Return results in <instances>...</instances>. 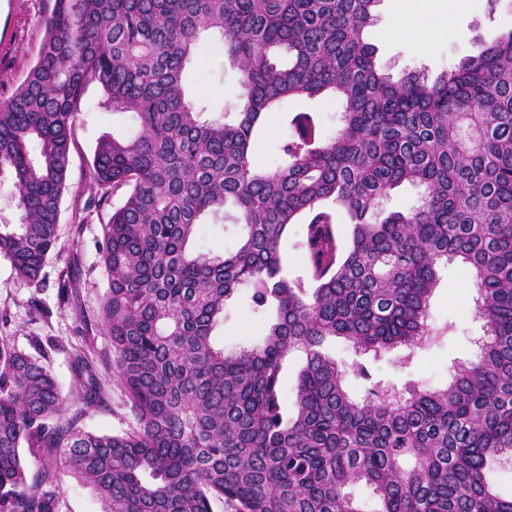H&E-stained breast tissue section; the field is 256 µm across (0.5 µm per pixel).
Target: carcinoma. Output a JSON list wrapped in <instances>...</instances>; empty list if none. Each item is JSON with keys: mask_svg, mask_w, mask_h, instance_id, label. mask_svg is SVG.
Segmentation results:
<instances>
[{"mask_svg": "<svg viewBox=\"0 0 512 512\" xmlns=\"http://www.w3.org/2000/svg\"><path fill=\"white\" fill-rule=\"evenodd\" d=\"M378 2L55 0L36 64L0 105V184L17 212L0 224V257L39 279L75 117L98 83L104 108L137 123L101 140L91 169L101 199L122 195L100 246L101 324L133 421L115 435L78 428L104 395L94 362L75 355L69 399L38 359L1 344L0 512H59L65 476L93 487L103 512H213L215 499L228 512H361L348 492L361 482L376 512H512L486 471L512 455V28L431 82H395L368 41ZM205 35L240 74L230 121L206 117L183 82ZM325 94L343 103L336 137L297 111L278 166H260L264 116ZM404 183L423 188L419 205L384 211ZM207 217L242 226L235 251H189ZM301 220L305 280L280 256ZM454 259L477 292L476 359L442 390L377 382L350 395L326 340L376 357L435 340L429 300ZM244 288L266 330L227 352L213 332Z\"/></svg>", "mask_w": 512, "mask_h": 512, "instance_id": "1", "label": "carcinoma"}]
</instances>
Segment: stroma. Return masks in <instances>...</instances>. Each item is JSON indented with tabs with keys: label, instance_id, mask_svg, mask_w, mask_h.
I'll return each instance as SVG.
<instances>
[{
	"label": "stroma",
	"instance_id": "stroma-1",
	"mask_svg": "<svg viewBox=\"0 0 512 512\" xmlns=\"http://www.w3.org/2000/svg\"><path fill=\"white\" fill-rule=\"evenodd\" d=\"M451 8L452 0H379L377 21L369 30L376 48L379 69L392 80L417 72L433 79L472 53L475 45L495 39L512 27V9L505 0H473L470 10L455 12L448 38L419 46L408 38L386 33L392 17L412 19L423 2ZM54 0H0V104L8 101L34 65L46 36L45 20ZM190 99L217 117L234 111L242 88L236 69L225 64L223 49L216 39H201L195 60L185 73ZM104 94L98 84H90L82 99L73 127V144L67 175V188L61 202L58 237L48 254L38 282L19 278L10 263L0 258V342L34 352L37 343L55 338L59 349L48 351L44 364L56 378L63 393L73 388V356L81 352L92 358L105 385L103 403L86 410L81 428L98 434H117L127 430L132 415L125 405L121 387L112 377V347L101 328V303L108 287L99 245L103 227L116 204V197L91 209V197L100 189L91 177V164L97 142L107 135L128 130L126 115L105 110ZM315 111L325 138H332L341 125L342 104L332 96L311 100L283 101L279 112L270 115L254 143L256 159L265 168L278 163V145L287 132L286 119L300 109ZM241 230L232 222L203 224L192 242L196 252L232 251L239 244ZM439 282L429 305L430 322L447 327L448 333L437 343L416 350L407 369L395 367L399 351L379 358H366L372 375L363 380L353 374L358 357L344 340L329 345V353L347 370L346 383L352 394H361L370 381L383 380L404 386L414 380L434 388L446 387L455 362L473 359L482 324L473 313L475 290L469 273L459 262L438 269ZM76 281L70 292H62L63 280ZM262 323L251 312L245 294H238L224 309V322L214 331L225 349L255 341Z\"/></svg>",
	"mask_w": 512,
	"mask_h": 512
}]
</instances>
